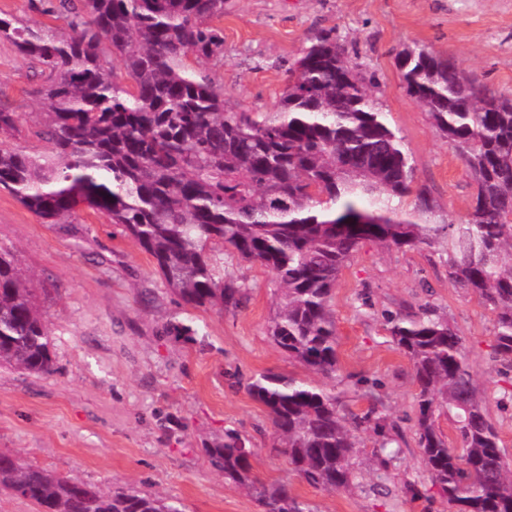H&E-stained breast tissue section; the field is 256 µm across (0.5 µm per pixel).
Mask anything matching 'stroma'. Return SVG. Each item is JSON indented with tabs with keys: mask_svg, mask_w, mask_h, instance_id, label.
Masks as SVG:
<instances>
[{
	"mask_svg": "<svg viewBox=\"0 0 512 512\" xmlns=\"http://www.w3.org/2000/svg\"><path fill=\"white\" fill-rule=\"evenodd\" d=\"M219 24L223 56L191 66L221 88L227 111H272L303 50L333 37L403 138L432 220H466L470 172L407 92L395 58L406 45H424L510 97L512 0H224ZM31 86L29 61L0 42V102L22 114L21 135L6 145L26 153L46 147L34 134ZM0 249L32 276L55 358L49 375L0 367V453L103 489L171 498L184 512H259L252 494L224 479L205 453L231 432L251 448L254 473L288 485L313 512H457L424 465L412 363L387 331L389 316L429 306L462 336L488 417L512 457V366L495 356V315L449 280L440 248L360 245L333 292L330 378L273 344L270 274L222 246L212 255L243 288L235 308L184 305L133 239L85 207L72 223L46 224L0 189ZM171 320L189 333L168 332ZM267 371L332 389L346 415L364 417L349 489L310 486L275 450L268 413L246 390Z\"/></svg>",
	"mask_w": 512,
	"mask_h": 512,
	"instance_id": "1",
	"label": "stroma"
}]
</instances>
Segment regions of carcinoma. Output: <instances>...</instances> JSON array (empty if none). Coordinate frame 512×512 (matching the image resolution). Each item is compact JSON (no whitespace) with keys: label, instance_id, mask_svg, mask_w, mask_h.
Listing matches in <instances>:
<instances>
[{"label":"carcinoma","instance_id":"1","mask_svg":"<svg viewBox=\"0 0 512 512\" xmlns=\"http://www.w3.org/2000/svg\"><path fill=\"white\" fill-rule=\"evenodd\" d=\"M60 28L0 17V40L38 67L30 94L41 108L45 151L4 146L20 113L0 103V188L46 224H68L85 205L106 214L150 255L168 288L193 307L240 303L210 246L271 274L281 304L273 343L325 377L336 374L332 291L365 240L398 249L438 244L448 276L496 314L495 349L512 365V98L422 47L397 59L407 92L461 151L476 186L461 224H430L399 208L413 192L402 138L336 41L321 37L289 68L276 107L260 117L228 112L189 57L224 50V0H48ZM122 69L129 84L117 81ZM418 386L423 461L459 512H512V462L500 445L463 339L432 311L388 318ZM0 366L54 371L50 329L17 260L0 253ZM268 410L288 464L309 485H353L356 438L336 393L263 373L247 385ZM448 410L453 447L436 426ZM224 478L248 489L262 512H314L285 484L252 475L251 450L232 436L206 449ZM0 489L38 512H183L132 487L102 490L0 454Z\"/></svg>","mask_w":512,"mask_h":512}]
</instances>
